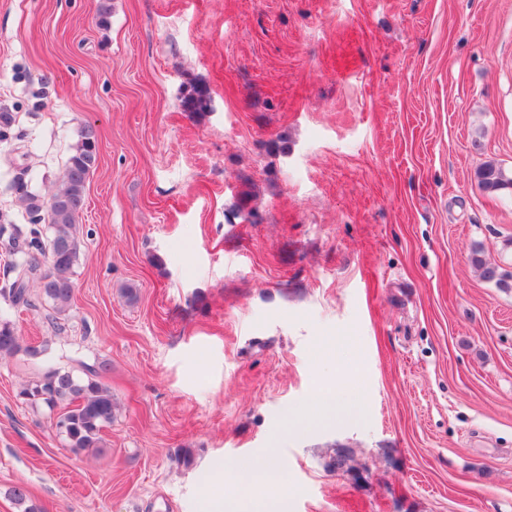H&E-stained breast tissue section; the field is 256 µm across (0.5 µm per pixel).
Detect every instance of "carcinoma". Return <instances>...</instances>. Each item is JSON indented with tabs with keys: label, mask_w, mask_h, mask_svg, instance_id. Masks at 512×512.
<instances>
[{
	"label": "carcinoma",
	"mask_w": 512,
	"mask_h": 512,
	"mask_svg": "<svg viewBox=\"0 0 512 512\" xmlns=\"http://www.w3.org/2000/svg\"><path fill=\"white\" fill-rule=\"evenodd\" d=\"M211 102L205 86H196L184 96L182 106L187 112H204ZM97 162L96 137L87 128L69 156L63 178L55 185L48 201L50 223H42L43 204L27 197L30 224L21 228L0 219V240L13 254L27 256L22 273L0 290L8 296L12 306H35V301L47 305L51 313L47 323L62 330L59 320L72 306L75 294V269L79 264L81 239L78 220L85 206V187ZM478 187L487 194L512 191V170L494 161L479 166L474 173ZM471 264L483 280L498 288H512L500 267L483 257L481 246L475 245L470 253ZM29 356L37 370L18 390L17 397L34 411L45 409L51 427L64 447L80 455L101 446V433L116 417L117 402L112 389L103 382L110 370L108 363L97 361L75 368L63 362L64 354L54 347L51 339L37 348L26 344L20 336L9 310L0 309V360L19 354ZM14 503L22 512H41L32 503L31 493L24 485L10 490Z\"/></svg>",
	"instance_id": "1"
}]
</instances>
